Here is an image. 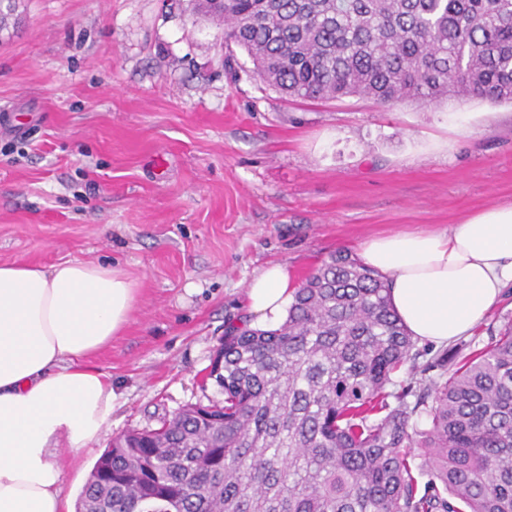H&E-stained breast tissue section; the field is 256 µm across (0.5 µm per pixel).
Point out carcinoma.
Here are the masks:
<instances>
[{"instance_id": "1", "label": "carcinoma", "mask_w": 512, "mask_h": 512, "mask_svg": "<svg viewBox=\"0 0 512 512\" xmlns=\"http://www.w3.org/2000/svg\"><path fill=\"white\" fill-rule=\"evenodd\" d=\"M295 100L512 103V0H187ZM386 278L346 252L273 329L231 327L222 400L130 430L80 512H512V321L416 378Z\"/></svg>"}]
</instances>
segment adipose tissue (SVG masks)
<instances>
[{
  "label": "adipose tissue",
  "mask_w": 512,
  "mask_h": 512,
  "mask_svg": "<svg viewBox=\"0 0 512 512\" xmlns=\"http://www.w3.org/2000/svg\"><path fill=\"white\" fill-rule=\"evenodd\" d=\"M360 256L387 277L411 336L451 342L512 285V205L441 233L369 237ZM295 288L280 263L252 278L246 300L254 323L277 321ZM136 302L135 282L117 268L0 264V512H73L58 445L82 459L110 423L112 381L89 360L125 330Z\"/></svg>",
  "instance_id": "ef3b65f1"
}]
</instances>
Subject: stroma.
Masks as SVG:
<instances>
[{
	"label": "stroma",
	"mask_w": 512,
	"mask_h": 512,
	"mask_svg": "<svg viewBox=\"0 0 512 512\" xmlns=\"http://www.w3.org/2000/svg\"><path fill=\"white\" fill-rule=\"evenodd\" d=\"M0 32V264L79 260L139 288L95 359L113 438L217 393L246 286L370 236L512 204V106L287 100L178 0H21ZM232 64H225L226 55Z\"/></svg>",
	"instance_id": "1"
}]
</instances>
